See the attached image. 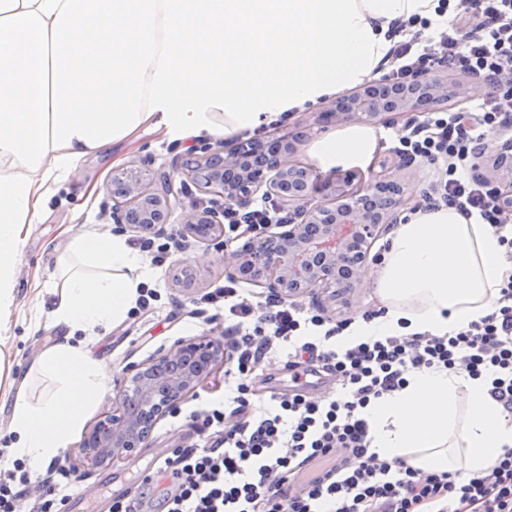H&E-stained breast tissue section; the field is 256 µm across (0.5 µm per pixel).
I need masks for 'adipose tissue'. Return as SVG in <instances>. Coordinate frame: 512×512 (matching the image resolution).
<instances>
[{
  "label": "adipose tissue",
  "instance_id": "adipose-tissue-1",
  "mask_svg": "<svg viewBox=\"0 0 512 512\" xmlns=\"http://www.w3.org/2000/svg\"><path fill=\"white\" fill-rule=\"evenodd\" d=\"M439 0H0V392L13 395L11 459L35 472L60 457L104 397L106 361L86 337L137 307L150 270L119 235L67 230L50 311L64 336L16 375L4 334L16 308L27 225L51 183L89 155L152 130L182 140L253 132L369 81L395 21L444 23ZM380 135L318 139L320 167L356 166ZM512 261L491 225L454 206L419 209L386 240L372 274L384 315L337 344L456 331L489 313ZM371 448L424 470L473 474L512 447V419L486 382L434 370L367 408Z\"/></svg>",
  "mask_w": 512,
  "mask_h": 512
}]
</instances>
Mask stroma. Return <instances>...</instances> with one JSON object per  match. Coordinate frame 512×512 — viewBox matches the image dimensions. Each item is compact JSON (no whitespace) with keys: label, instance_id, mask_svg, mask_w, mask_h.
I'll return each instance as SVG.
<instances>
[{"label":"stroma","instance_id":"35a3bbf8","mask_svg":"<svg viewBox=\"0 0 512 512\" xmlns=\"http://www.w3.org/2000/svg\"><path fill=\"white\" fill-rule=\"evenodd\" d=\"M212 142L209 136L186 143L158 132H146L133 146H110L87 157L65 179L51 185L43 215L29 227L18 269L17 306L10 326V357L17 374H24L37 349L57 335L47 318L55 301L47 289L53 283L55 246L62 239L63 228L76 224L97 233H111L112 197L108 184L113 171L141 163L153 173L168 171L175 165L196 162L203 147ZM228 253L223 244L192 239L186 251L171 249L166 264L156 266L152 252H144L145 261L151 264L149 285L159 292L160 299L155 311L135 312L114 329L87 337L88 347L108 361L111 375L107 396L87 413L85 427H92L100 414L111 407L117 385L130 365L148 361L181 337L223 336V319L213 318V309L203 297L227 281L224 259ZM223 395L224 370L218 367L199 384L193 397L157 423L150 440L140 450L141 456L199 444L200 437L189 414L199 401ZM82 441V436H75L64 452L73 488L105 496V476L124 468L126 462L118 459L107 466L88 467L79 455Z\"/></svg>","mask_w":512,"mask_h":512}]
</instances>
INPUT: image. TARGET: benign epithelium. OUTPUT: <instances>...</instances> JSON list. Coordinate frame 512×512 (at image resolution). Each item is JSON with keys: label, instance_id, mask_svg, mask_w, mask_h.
<instances>
[{"label": "benign epithelium", "instance_id": "benign-epithelium-1", "mask_svg": "<svg viewBox=\"0 0 512 512\" xmlns=\"http://www.w3.org/2000/svg\"><path fill=\"white\" fill-rule=\"evenodd\" d=\"M499 93L508 84L471 77L452 78L430 72L406 85L372 80L313 114V122L342 124L380 120L390 116L410 125L415 117L449 101H458L481 88ZM302 134L286 133L269 139L271 157L256 142H219L205 148L196 166L184 175L209 194L250 207L259 191L298 207L303 219L280 233L267 234L247 225L244 242L225 258L234 279L265 289L268 298L293 300L313 296L328 309L362 287L370 247L395 224L402 223L400 208L408 200L409 183L400 172L415 165L401 160L392 172L364 180L349 170L318 184L317 172L306 168L294 175L295 156ZM492 155L479 156L477 179L495 188L503 211L512 214V138L497 136ZM328 200L317 201L316 193ZM112 221L122 232L160 235L173 214L172 179L161 173L147 177L132 165L112 175ZM222 212L181 207V223L196 240H215L224 234ZM230 341L179 338L150 360L133 364L129 382L120 387L112 407L103 412L83 440L80 454L87 465L99 467L129 458L150 438L158 421L189 397L206 374L191 363L214 369L224 363Z\"/></svg>", "mask_w": 512, "mask_h": 512}]
</instances>
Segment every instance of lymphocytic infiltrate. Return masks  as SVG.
I'll return each instance as SVG.
<instances>
[{
	"mask_svg": "<svg viewBox=\"0 0 512 512\" xmlns=\"http://www.w3.org/2000/svg\"><path fill=\"white\" fill-rule=\"evenodd\" d=\"M428 27L421 21L409 34L402 24L392 26L396 40L383 63L391 81L407 83L441 67L512 81V0H468L436 34ZM510 123L512 95L500 93L469 110L425 113L396 138L399 155L434 165V200L494 227L512 258V219L470 174L485 137ZM288 221L266 199L245 216L225 204L224 243L235 242L240 224L261 230ZM204 300L237 336L225 371L229 394L191 411L201 447L168 452L166 463L183 478L166 512H512V449L473 475L425 472L372 452L364 417L368 406L405 387L411 373L432 370L485 378L489 395L512 416V274L493 310L458 331L372 336L342 346L336 334L356 319L381 316V309L333 320L293 301L249 299L233 281ZM276 350L293 377L319 368L333 374L335 396H256L251 375ZM49 470L32 512H66V459Z\"/></svg>",
	"mask_w": 512,
	"mask_h": 512,
	"instance_id": "f902f5d3",
	"label": "lymphocytic infiltrate"
}]
</instances>
